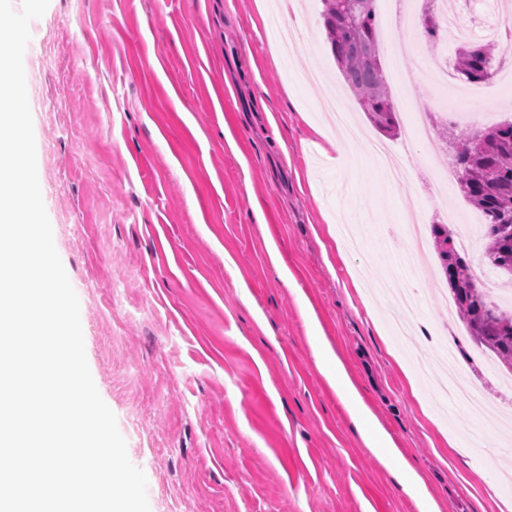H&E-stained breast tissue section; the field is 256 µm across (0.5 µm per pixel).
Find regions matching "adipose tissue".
I'll return each instance as SVG.
<instances>
[{"label":"adipose tissue","mask_w":512,"mask_h":512,"mask_svg":"<svg viewBox=\"0 0 512 512\" xmlns=\"http://www.w3.org/2000/svg\"><path fill=\"white\" fill-rule=\"evenodd\" d=\"M313 354L317 368L330 381L349 409L354 426L366 447L384 462L408 494L420 501H428L430 495L424 481L396 452L389 434L375 415L359 402L357 392L336 353L326 344L319 342L314 344Z\"/></svg>","instance_id":"adipose-tissue-1"}]
</instances>
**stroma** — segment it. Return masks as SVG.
<instances>
[{
	"label": "stroma",
	"mask_w": 512,
	"mask_h": 512,
	"mask_svg": "<svg viewBox=\"0 0 512 512\" xmlns=\"http://www.w3.org/2000/svg\"><path fill=\"white\" fill-rule=\"evenodd\" d=\"M289 2L303 40L276 66L255 0H50L41 17L23 58L37 173L96 388L150 512H419L318 371L320 335L439 512H500L512 432L470 446L473 412L435 401L445 334L488 418H512V390L473 359L432 277L414 286L430 336L405 343L391 296L360 274L403 246L389 233L398 216L431 224L443 202L471 206L456 186L433 197L406 128L357 111L320 0ZM335 92L414 179L382 176L361 141L347 161L325 151L312 128L331 125ZM331 223L359 225V249L331 240Z\"/></svg>",
	"instance_id": "obj_1"
}]
</instances>
